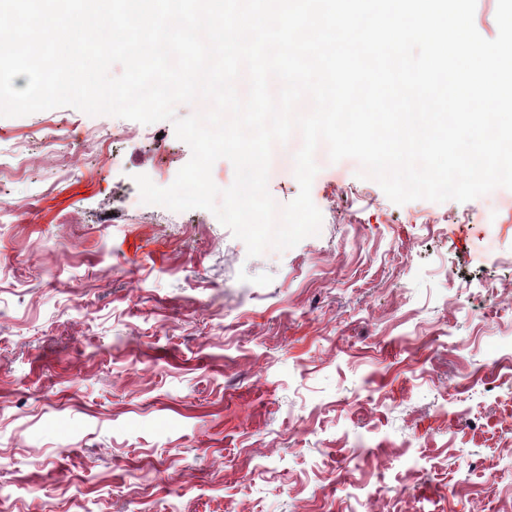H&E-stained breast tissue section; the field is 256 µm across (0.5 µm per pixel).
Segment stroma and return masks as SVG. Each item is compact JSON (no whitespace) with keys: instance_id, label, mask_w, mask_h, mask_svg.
Returning a JSON list of instances; mask_svg holds the SVG:
<instances>
[{"instance_id":"obj_1","label":"stroma","mask_w":512,"mask_h":512,"mask_svg":"<svg viewBox=\"0 0 512 512\" xmlns=\"http://www.w3.org/2000/svg\"><path fill=\"white\" fill-rule=\"evenodd\" d=\"M190 157L0 117V512H512V190L397 205L322 144L319 234L251 257L142 202Z\"/></svg>"}]
</instances>
